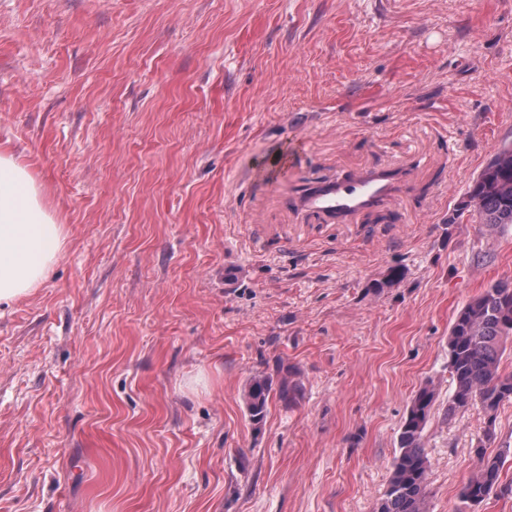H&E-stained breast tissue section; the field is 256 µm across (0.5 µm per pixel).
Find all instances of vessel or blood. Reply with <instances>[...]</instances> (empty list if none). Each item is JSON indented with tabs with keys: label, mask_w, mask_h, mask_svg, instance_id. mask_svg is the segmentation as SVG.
Masks as SVG:
<instances>
[{
	"label": "vessel or blood",
	"mask_w": 512,
	"mask_h": 512,
	"mask_svg": "<svg viewBox=\"0 0 512 512\" xmlns=\"http://www.w3.org/2000/svg\"><path fill=\"white\" fill-rule=\"evenodd\" d=\"M397 172L374 169L349 179H331L317 183L300 196L297 207L326 222L342 217L352 220L392 197Z\"/></svg>",
	"instance_id": "b4317fda"
}]
</instances>
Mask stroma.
Returning a JSON list of instances; mask_svg holds the SVG:
<instances>
[{
  "mask_svg": "<svg viewBox=\"0 0 512 512\" xmlns=\"http://www.w3.org/2000/svg\"><path fill=\"white\" fill-rule=\"evenodd\" d=\"M510 147L512 0H0V150L66 232L0 308V512H373L427 384L430 512H512L444 416L451 324L512 278L457 210ZM393 167L387 221L295 208ZM273 395L280 401L291 404L297 400L299 388L288 379V374L281 375L275 383L269 375L255 376L245 394L246 407L254 423H259L264 418ZM508 450L490 456L486 455L485 445L481 440L474 450L476 469L461 488V498L473 506H479L491 494L512 493V486L500 482L501 470L504 467ZM510 488V489H509Z\"/></svg>",
  "mask_w": 512,
  "mask_h": 512,
  "instance_id": "35a3bbf8",
  "label": "stroma"
}]
</instances>
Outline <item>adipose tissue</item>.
<instances>
[{
	"instance_id": "obj_1",
	"label": "adipose tissue",
	"mask_w": 512,
	"mask_h": 512,
	"mask_svg": "<svg viewBox=\"0 0 512 512\" xmlns=\"http://www.w3.org/2000/svg\"><path fill=\"white\" fill-rule=\"evenodd\" d=\"M65 245L62 225L46 206L29 168L0 153V304L30 296Z\"/></svg>"
}]
</instances>
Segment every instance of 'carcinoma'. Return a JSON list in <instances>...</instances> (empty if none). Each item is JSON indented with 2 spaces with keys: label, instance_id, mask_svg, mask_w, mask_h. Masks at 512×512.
Returning <instances> with one entry per match:
<instances>
[{
  "label": "carcinoma",
  "instance_id": "obj_1",
  "mask_svg": "<svg viewBox=\"0 0 512 512\" xmlns=\"http://www.w3.org/2000/svg\"><path fill=\"white\" fill-rule=\"evenodd\" d=\"M460 211H468L490 229L512 225V148L495 155L473 180ZM512 339V280H501L474 297L455 317L448 336V369L453 392L448 398L449 418L481 407L487 418L486 440L494 436L499 408L512 402V372L501 367L506 343ZM291 404L299 388L288 375L273 379L258 375L249 383L246 407L253 422H260L271 397ZM434 401L430 385L411 399L398 436L399 452L391 462L386 490L374 512H429L427 483L430 460L422 434ZM476 469L461 488V498L478 506L492 494L512 493L500 482L507 452L486 454L480 443L474 450Z\"/></svg>",
  "mask_w": 512,
  "mask_h": 512
}]
</instances>
